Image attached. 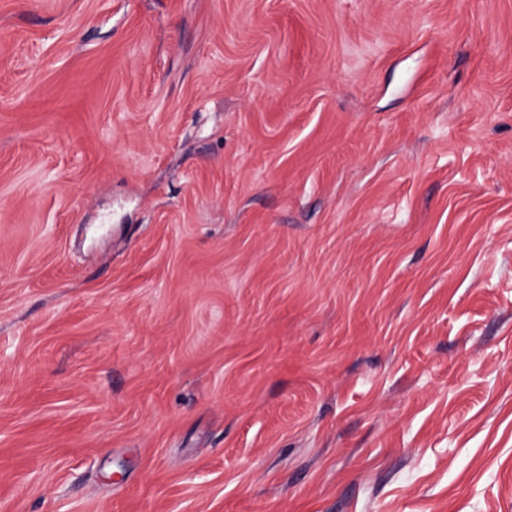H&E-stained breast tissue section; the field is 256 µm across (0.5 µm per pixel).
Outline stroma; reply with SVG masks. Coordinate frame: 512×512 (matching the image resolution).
Returning <instances> with one entry per match:
<instances>
[{
  "label": "stroma",
  "instance_id": "stroma-1",
  "mask_svg": "<svg viewBox=\"0 0 512 512\" xmlns=\"http://www.w3.org/2000/svg\"><path fill=\"white\" fill-rule=\"evenodd\" d=\"M0 512H512V0H0Z\"/></svg>",
  "mask_w": 512,
  "mask_h": 512
}]
</instances>
